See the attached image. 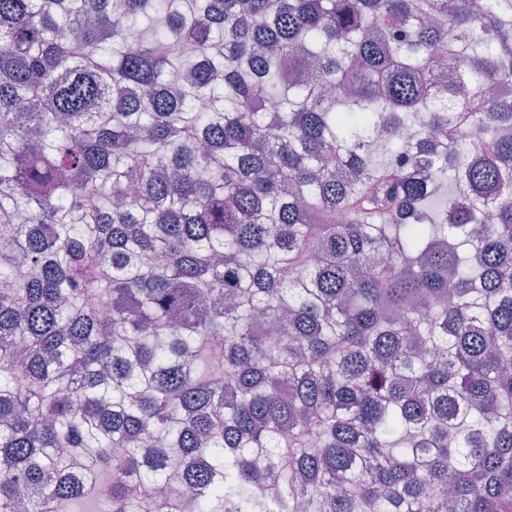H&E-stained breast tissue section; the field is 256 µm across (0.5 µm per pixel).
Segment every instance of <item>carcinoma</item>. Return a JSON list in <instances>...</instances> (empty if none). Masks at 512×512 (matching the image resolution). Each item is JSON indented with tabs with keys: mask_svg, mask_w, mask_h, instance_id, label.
Listing matches in <instances>:
<instances>
[{
	"mask_svg": "<svg viewBox=\"0 0 512 512\" xmlns=\"http://www.w3.org/2000/svg\"><path fill=\"white\" fill-rule=\"evenodd\" d=\"M510 81L512 0H0V512H512Z\"/></svg>",
	"mask_w": 512,
	"mask_h": 512,
	"instance_id": "cac0c4a2",
	"label": "carcinoma"
}]
</instances>
